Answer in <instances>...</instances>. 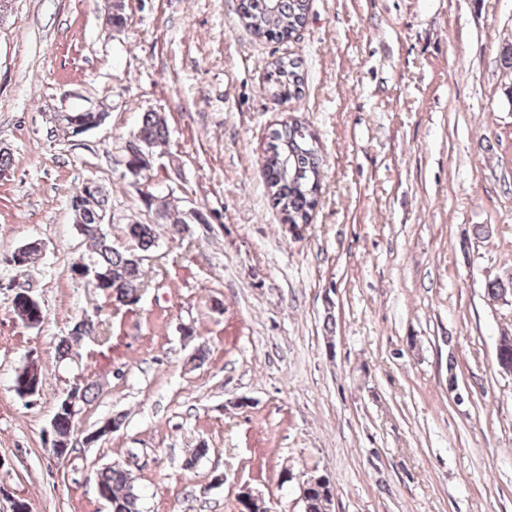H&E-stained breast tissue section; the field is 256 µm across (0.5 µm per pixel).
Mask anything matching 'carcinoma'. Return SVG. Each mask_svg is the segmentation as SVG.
<instances>
[{"label":"carcinoma","instance_id":"1","mask_svg":"<svg viewBox=\"0 0 512 512\" xmlns=\"http://www.w3.org/2000/svg\"><path fill=\"white\" fill-rule=\"evenodd\" d=\"M309 0H239V15L246 27L258 37L284 39L291 36L304 23ZM298 58L283 57L275 61L268 72V82L274 96L285 101L297 99L302 93L303 76ZM92 112H62L57 125L66 128L69 134H77L75 125L81 121L90 122ZM141 144L154 149L165 142L168 131L165 119L158 112L143 113L138 130L135 132ZM323 157L316 135L294 120L280 129L271 131L265 149L264 176L271 194V200L288 224H308L312 211L318 203L321 166ZM108 196L98 188L94 204L84 214L86 236L91 241L87 260L105 277L97 290L105 298L136 297L147 287L144 263L146 252L155 247L156 224H129L127 234L137 248L119 250L112 246L106 234L95 231V219L107 214ZM487 296L498 300L512 294V279H498L486 285ZM55 436L68 438L74 427L75 418L66 410L54 413ZM97 487L105 495L112 512H140V496L124 471L109 467L98 474ZM328 485L318 484L304 499L305 512H328Z\"/></svg>","mask_w":512,"mask_h":512}]
</instances>
